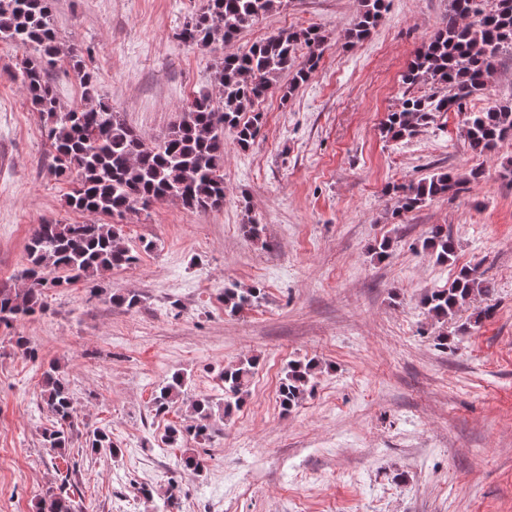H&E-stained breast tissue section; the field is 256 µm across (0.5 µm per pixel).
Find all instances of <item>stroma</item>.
I'll return each mask as SVG.
<instances>
[{
	"instance_id": "stroma-1",
	"label": "stroma",
	"mask_w": 512,
	"mask_h": 512,
	"mask_svg": "<svg viewBox=\"0 0 512 512\" xmlns=\"http://www.w3.org/2000/svg\"><path fill=\"white\" fill-rule=\"evenodd\" d=\"M387 3L356 43L347 34L361 0H283L232 41L198 48L178 34L206 0H56L60 107L84 102L76 53L100 98L149 144L196 93L215 90L224 56L285 29L313 26L327 41L290 98L259 101L263 126L247 150L225 132L221 208L167 200L124 213L136 264L105 272L97 293L81 281L50 289L45 312L0 325V512H36L65 477L78 512H512V139L480 156L465 124L512 99V52L464 111L390 139L382 124L408 90L402 75L450 0ZM23 57L0 42V287L17 286L36 225L90 220L66 205L74 184L52 176L44 118L10 77ZM438 168L463 178L462 191L400 210L396 185ZM249 222L264 225L260 239L242 235ZM436 224L455 241L453 262L421 248ZM465 265L491 294L448 321L429 318L422 297ZM235 286L263 297L230 316L224 291ZM127 293L138 307L109 300ZM488 305L494 315L475 321ZM17 334L37 360L13 353ZM251 357L244 406L210 440H187L207 467L184 469V448L161 437L186 406L155 416L153 392L178 372L191 393L220 399L224 367ZM298 359L319 370L311 394L285 413L278 386ZM52 362L77 413L61 453L40 444ZM96 427L111 430L117 454L86 452Z\"/></svg>"
}]
</instances>
